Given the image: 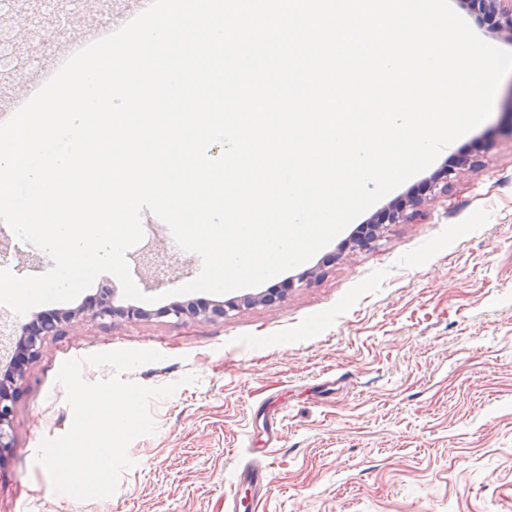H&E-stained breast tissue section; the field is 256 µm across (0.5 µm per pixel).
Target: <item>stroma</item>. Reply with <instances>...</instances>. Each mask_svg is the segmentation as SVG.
<instances>
[{"mask_svg": "<svg viewBox=\"0 0 512 512\" xmlns=\"http://www.w3.org/2000/svg\"><path fill=\"white\" fill-rule=\"evenodd\" d=\"M512 98L501 81L490 116L358 218L365 224L414 190L410 221L385 225L375 246L353 248L347 226L308 262L268 280L224 318L158 316L167 291L195 278L199 255H169L167 225L126 253L154 298L150 317L85 318L45 337L26 367L0 460V512H224L247 460L269 469L266 489L244 484L249 512H512V137L498 124ZM469 166L429 179L454 158ZM0 263L18 276L53 262L17 253L0 233ZM151 349L161 361L123 378L195 384L152 401L154 434L128 448L134 465L116 493L77 500L54 492L35 461L43 437L70 427L57 375L69 359ZM278 416L270 441L264 414Z\"/></svg>", "mask_w": 512, "mask_h": 512, "instance_id": "stroma-1", "label": "stroma"}]
</instances>
